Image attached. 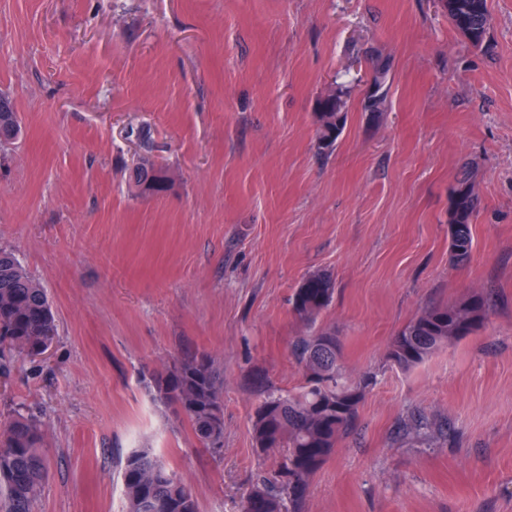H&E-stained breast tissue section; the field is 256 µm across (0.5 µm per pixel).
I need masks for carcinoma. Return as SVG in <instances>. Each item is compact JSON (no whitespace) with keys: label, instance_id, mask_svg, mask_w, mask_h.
<instances>
[{"label":"carcinoma","instance_id":"obj_1","mask_svg":"<svg viewBox=\"0 0 512 512\" xmlns=\"http://www.w3.org/2000/svg\"><path fill=\"white\" fill-rule=\"evenodd\" d=\"M448 18L463 20L456 27L472 45L482 44L490 25L487 0H447ZM389 63L376 59L371 86L364 96L370 119L381 116ZM317 147L330 153L346 118L343 92L319 99ZM134 181L144 195H161L171 181L163 170L136 172ZM478 199L472 174L462 169L453 190L448 224L450 259L466 264L473 253L472 223ZM333 279L324 273L304 278L295 290L293 311L309 325L298 337L293 355L303 366L305 383L298 393L269 388L251 418L255 447L265 453L280 449L279 468L259 476L241 512H302L309 481L353 427L357 408L371 384L363 376L349 380L340 364L341 341L329 328L315 327L332 302ZM488 317L482 296L455 305L424 309L395 336L388 349L393 364L409 368L440 348L477 331ZM57 328L48 294L21 266L14 254L0 249V373L18 356H37L56 338ZM155 396L180 408L195 438L207 449L224 446L223 389L214 361L205 353L185 354L152 378ZM45 431L33 418L16 416L0 422V512H35L43 484L49 478ZM127 512H199L192 489L149 448L130 452L122 468Z\"/></svg>","mask_w":512,"mask_h":512}]
</instances>
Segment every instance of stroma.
<instances>
[{
    "label": "stroma",
    "instance_id": "obj_1",
    "mask_svg": "<svg viewBox=\"0 0 512 512\" xmlns=\"http://www.w3.org/2000/svg\"><path fill=\"white\" fill-rule=\"evenodd\" d=\"M473 46L440 0H0V248L46 289L58 335L0 375V414L36 413L50 476L36 512H126L122 466L152 449L199 512H239L264 386L303 385L310 273L351 377L377 384L310 480L304 512H512V0ZM390 64L381 120L362 99ZM346 95L332 154L317 103ZM171 188L137 194L141 158ZM468 166L470 263L448 219ZM473 294L488 320L422 363L387 360L423 309ZM204 352L224 378V447L155 400L152 374ZM423 420L425 429L407 432Z\"/></svg>",
    "mask_w": 512,
    "mask_h": 512
}]
</instances>
